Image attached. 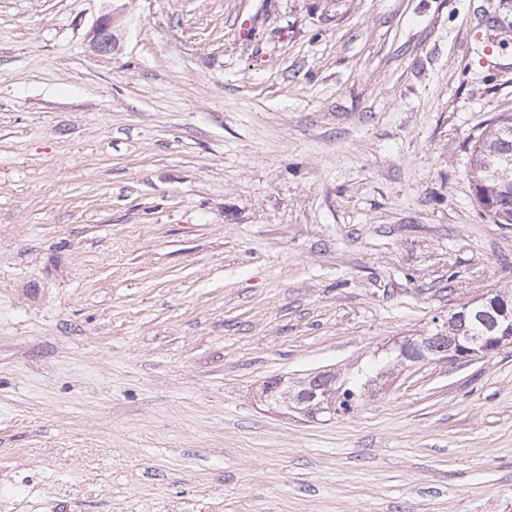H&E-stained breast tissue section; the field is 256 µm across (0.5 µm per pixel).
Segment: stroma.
Masks as SVG:
<instances>
[{"mask_svg": "<svg viewBox=\"0 0 512 512\" xmlns=\"http://www.w3.org/2000/svg\"><path fill=\"white\" fill-rule=\"evenodd\" d=\"M504 112L512 0H0V498L512 512V345L261 395L512 291L466 177ZM120 21L117 12L101 16L88 34L89 46L98 55H111L117 47L116 27ZM387 364L376 372L368 368H358L357 371L350 372L340 378L328 374L320 380H313L308 385L315 389L319 396L330 392L329 398L335 394L336 415L346 416L353 413L363 403L368 394L372 392L371 386L374 382L378 378L384 377V374L390 370L388 368L385 372H380L383 368L390 367Z\"/></svg>", "mask_w": 512, "mask_h": 512, "instance_id": "stroma-1", "label": "stroma"}]
</instances>
